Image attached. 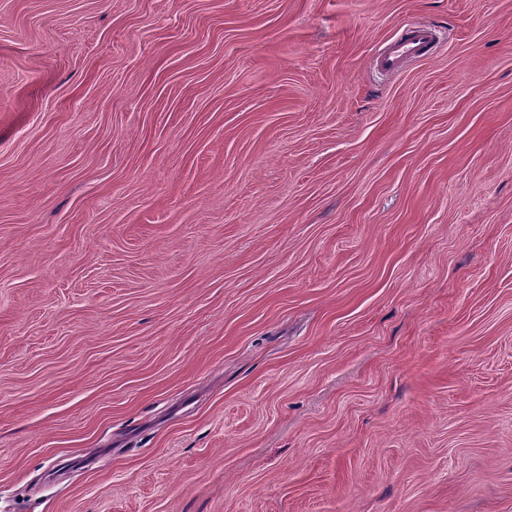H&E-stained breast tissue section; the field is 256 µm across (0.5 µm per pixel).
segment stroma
Masks as SVG:
<instances>
[{"instance_id":"obj_1","label":"stroma","mask_w":512,"mask_h":512,"mask_svg":"<svg viewBox=\"0 0 512 512\" xmlns=\"http://www.w3.org/2000/svg\"><path fill=\"white\" fill-rule=\"evenodd\" d=\"M0 512H512V0H0ZM432 29L426 23L412 26L406 34L385 46L378 56L379 65L386 70H396L407 57H424L432 40Z\"/></svg>"}]
</instances>
